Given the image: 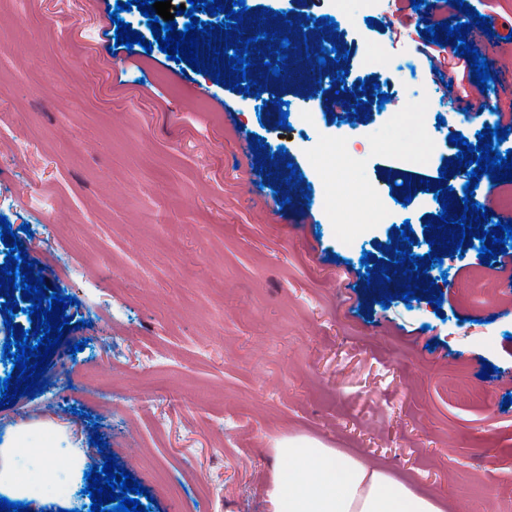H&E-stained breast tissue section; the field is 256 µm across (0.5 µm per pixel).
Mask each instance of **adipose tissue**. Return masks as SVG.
<instances>
[{
	"instance_id": "ef3b65f1",
	"label": "adipose tissue",
	"mask_w": 512,
	"mask_h": 512,
	"mask_svg": "<svg viewBox=\"0 0 512 512\" xmlns=\"http://www.w3.org/2000/svg\"><path fill=\"white\" fill-rule=\"evenodd\" d=\"M33 426L21 425L0 445V494L37 499L31 481L19 470L23 457H46L31 445ZM268 493L271 512H443L438 497L415 493L388 473L336 449L302 439H284Z\"/></svg>"
}]
</instances>
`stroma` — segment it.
I'll return each mask as SVG.
<instances>
[{"instance_id":"1","label":"stroma","mask_w":512,"mask_h":512,"mask_svg":"<svg viewBox=\"0 0 512 512\" xmlns=\"http://www.w3.org/2000/svg\"><path fill=\"white\" fill-rule=\"evenodd\" d=\"M115 3L0 5V194L58 199L0 213L86 322L66 335L84 351L51 358L42 394L0 407V444L22 423L61 426L55 444L100 466L101 435L151 512H270L275 448L292 437L441 493L444 512H512V255L448 265L437 309L381 307L359 273L364 258L388 267L390 233L421 232L435 211L421 194L383 216L366 196L395 191L400 172L434 177L458 152L441 132L405 160L415 119L448 112L446 64L420 57L435 95L376 106L398 78L365 63L364 42L423 46L408 0L387 15L353 0L356 23L337 28L348 83L371 85L367 120L314 94L315 122L289 127L160 50L116 45ZM53 252L72 274L46 266ZM39 490L27 512L83 498L52 479Z\"/></svg>"}]
</instances>
